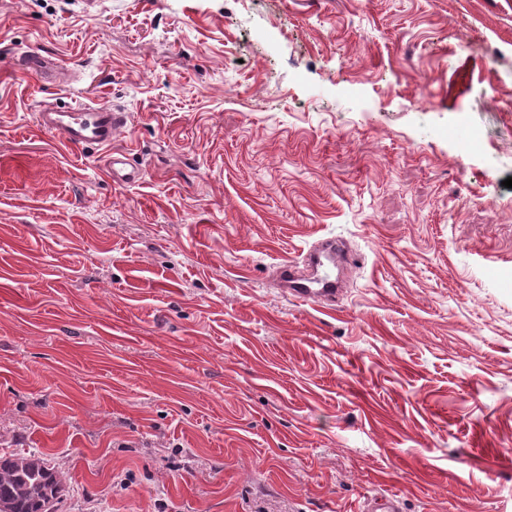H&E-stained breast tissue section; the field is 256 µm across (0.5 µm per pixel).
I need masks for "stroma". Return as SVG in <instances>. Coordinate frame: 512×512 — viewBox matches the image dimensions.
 <instances>
[{"label":"stroma","mask_w":512,"mask_h":512,"mask_svg":"<svg viewBox=\"0 0 512 512\" xmlns=\"http://www.w3.org/2000/svg\"><path fill=\"white\" fill-rule=\"evenodd\" d=\"M92 101L111 149L37 127ZM510 177L512 0H0V458L56 512H512ZM328 237L331 310L278 273ZM16 66L20 71L36 74L52 84H56V79H60L63 74L52 60L38 53L21 55L16 61ZM127 161L125 155L111 152L106 157L105 170L114 180L119 178L126 183L136 182L139 179V173ZM127 165L131 167L130 170L127 169ZM61 482L34 454L1 459L0 512H53Z\"/></svg>","instance_id":"obj_1"}]
</instances>
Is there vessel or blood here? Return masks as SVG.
Here are the masks:
<instances>
[{
	"instance_id": "1",
	"label": "vessel or blood",
	"mask_w": 512,
	"mask_h": 512,
	"mask_svg": "<svg viewBox=\"0 0 512 512\" xmlns=\"http://www.w3.org/2000/svg\"><path fill=\"white\" fill-rule=\"evenodd\" d=\"M16 66L20 71L38 75L47 82H55L62 73L55 63L37 53L21 55ZM126 113L115 111L104 102L82 103L70 106L48 104L38 114V126L46 133L59 135L64 143L74 148L97 147L108 149L105 170L112 177L126 183L138 180L139 174L130 169L125 155L111 152L113 135L127 123ZM340 244L326 238L308 253L306 261L312 272L299 274L294 265L285 263L279 268L280 278L298 300L316 302L325 307L337 301V283L329 276L319 274L324 261L336 258Z\"/></svg>"
}]
</instances>
